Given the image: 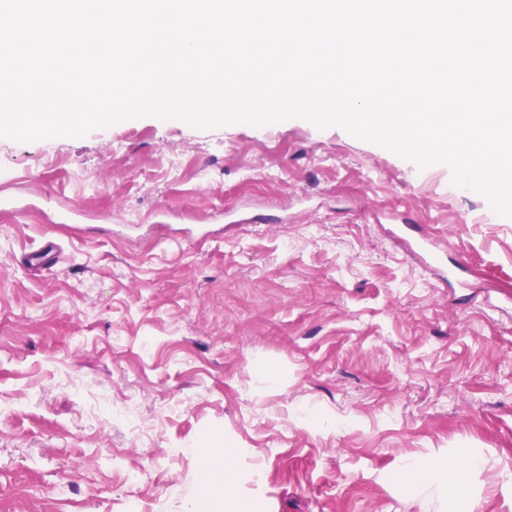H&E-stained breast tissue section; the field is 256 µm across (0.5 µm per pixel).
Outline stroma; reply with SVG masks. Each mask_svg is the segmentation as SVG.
Returning <instances> with one entry per match:
<instances>
[{
	"mask_svg": "<svg viewBox=\"0 0 512 512\" xmlns=\"http://www.w3.org/2000/svg\"><path fill=\"white\" fill-rule=\"evenodd\" d=\"M207 445L242 512H512V218L299 118L0 138V512H190ZM481 462L473 457L448 458L436 463L419 467L418 488L421 492L435 486L457 485L463 481L468 470L480 466Z\"/></svg>",
	"mask_w": 512,
	"mask_h": 512,
	"instance_id": "1",
	"label": "stroma"
}]
</instances>
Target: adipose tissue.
Listing matches in <instances>:
<instances>
[{
    "instance_id": "1",
    "label": "adipose tissue",
    "mask_w": 512,
    "mask_h": 512,
    "mask_svg": "<svg viewBox=\"0 0 512 512\" xmlns=\"http://www.w3.org/2000/svg\"><path fill=\"white\" fill-rule=\"evenodd\" d=\"M234 458L235 453L230 448L199 451V463L208 476V484L195 503L197 512H238L234 498L226 492L233 480ZM478 465V460L470 457L464 460L448 458L421 467L418 472V488L424 491L443 484H459L467 471Z\"/></svg>"
}]
</instances>
